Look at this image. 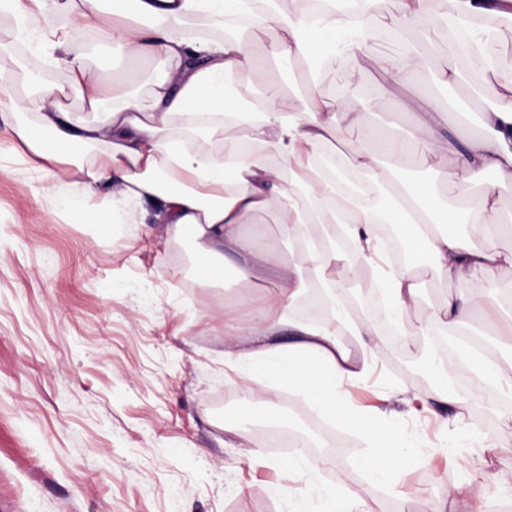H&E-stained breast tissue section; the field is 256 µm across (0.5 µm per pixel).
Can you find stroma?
I'll return each mask as SVG.
<instances>
[{"label":"stroma","instance_id":"obj_1","mask_svg":"<svg viewBox=\"0 0 512 512\" xmlns=\"http://www.w3.org/2000/svg\"><path fill=\"white\" fill-rule=\"evenodd\" d=\"M491 31L498 66L482 89L487 101L512 80V25ZM80 46L104 80L128 74L111 42L87 34ZM357 84L343 104L410 130L399 93L378 98L371 73ZM15 119L0 90V512H286L280 487L328 482L359 490L374 512H429L456 485L485 512H512V498L487 480L512 479V451L466 447L418 410L438 386L430 343L401 354L382 346L371 376L350 388L346 424L285 385L260 404L224 364L238 342L224 333L234 294L203 287L190 239H167L149 211L136 224L83 223L12 153ZM503 396L476 391L465 421L489 436L512 428ZM375 409L378 425L414 448L396 491L347 464L365 453L358 420ZM247 412L260 465L226 445L225 426ZM272 413L318 445L337 435L341 467L324 470L313 453L303 474L292 471L288 455L267 449Z\"/></svg>","mask_w":512,"mask_h":512}]
</instances>
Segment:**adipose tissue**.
I'll list each match as a JSON object with an SVG mask.
<instances>
[{"instance_id": "adipose-tissue-1", "label": "adipose tissue", "mask_w": 512, "mask_h": 512, "mask_svg": "<svg viewBox=\"0 0 512 512\" xmlns=\"http://www.w3.org/2000/svg\"><path fill=\"white\" fill-rule=\"evenodd\" d=\"M32 2L28 8L22 0H0V15L12 21L8 39L0 41V88L14 85L13 106L23 116L12 127L13 151L40 172L44 190H54L60 177L68 176L59 202L80 208L84 223L133 224L144 206H152L170 239L191 235L198 263L209 271L206 284L232 275L243 290L242 304L250 300L249 289L262 287L266 303L254 311L249 327L224 318L226 335L247 338V348L229 353L228 360L250 391L263 396L272 382L285 383L324 415L345 421L349 388L368 376L382 339L376 323L342 312V291L382 258V225L409 224L410 244L428 250L433 275L457 286L442 307L416 321L411 314L420 295L419 275L406 265L386 273V315L407 337L437 324L451 332L470 325L482 303L461 280L491 281L512 268V251L498 245L512 236V221L502 216L494 189H485L476 206L466 204L479 173L491 171L500 183L512 184V83L479 113L480 135L456 139L440 134L447 115L415 81L431 67L434 48H446L449 59L447 67L434 69L436 84L457 85L465 73L482 78L494 71L491 40L473 21L492 14L512 18V0H392V25L423 35L428 44L425 51L399 58L370 51L376 0H364L357 11L329 10L317 19L300 0L272 14L255 10V0ZM60 13L67 22L57 27L52 19ZM254 30L266 32L265 52L277 62L308 64L319 44L326 56L347 62L350 74L376 71L383 92L400 88L413 112L415 144L453 175L447 197H439L435 183L408 185L384 165L385 157L404 148L393 131L369 124L363 112L349 113L347 125H340L338 105L326 100L317 71L302 74L310 98L306 111L287 110L270 92L262 111L225 121V109L241 108L263 80L249 47ZM86 32L112 41L129 58L158 60L161 67L147 79L146 90H106L74 46ZM33 34L47 36V61L64 71V83L41 81L18 56L17 45ZM68 91L90 107L91 116L61 104ZM177 126L201 127L221 141V150L204 156L186 149L173 133ZM351 128L360 130V139H346ZM245 143L272 152L276 164L243 153ZM335 146L356 181L394 194L389 212L338 199L335 181L316 166L318 153ZM283 166L292 172L294 187L282 186ZM109 187L111 205H92ZM267 213L277 217L291 251L260 246L248 233V225ZM452 223L457 231H449ZM335 225L352 244L344 261L325 232ZM312 284L324 288L326 311L319 318L297 316ZM284 330L285 341L279 337ZM359 433L370 451L354 463L368 477L392 482L410 470L412 451L390 460L385 431L364 420ZM284 497L288 512H372L363 495L347 487L311 484Z\"/></svg>"}]
</instances>
